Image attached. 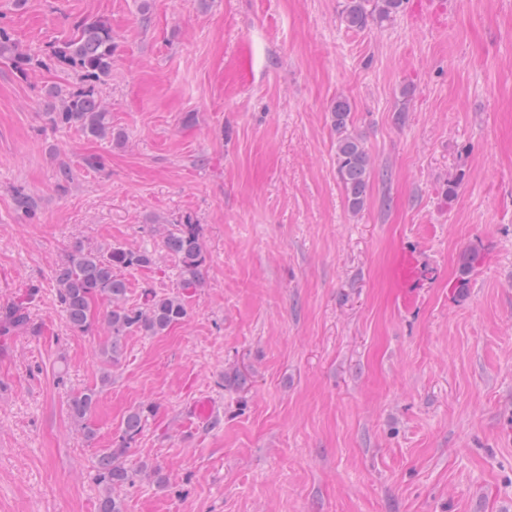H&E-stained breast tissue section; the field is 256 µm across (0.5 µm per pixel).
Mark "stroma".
I'll use <instances>...</instances> for the list:
<instances>
[{
    "label": "stroma",
    "instance_id": "1",
    "mask_svg": "<svg viewBox=\"0 0 512 512\" xmlns=\"http://www.w3.org/2000/svg\"><path fill=\"white\" fill-rule=\"evenodd\" d=\"M342 4L0 0L33 54L110 23L100 97L124 135L51 125L45 88L77 75L0 61V307L28 297L42 328L0 335V512H98L92 462L145 406L124 463L157 473L120 490L125 512H512V0H405L361 31ZM340 97L374 163L356 214ZM185 215L206 257L185 321L130 332L104 364L108 304L73 331L56 268L76 243L146 250L129 302L175 293L163 236ZM473 247L485 262L461 292ZM405 250L424 279L407 310L391 280ZM84 388L99 401L81 425ZM201 396L216 414L189 424ZM96 389H83L75 392L68 403L70 417L82 425L97 403Z\"/></svg>",
    "mask_w": 512,
    "mask_h": 512
}]
</instances>
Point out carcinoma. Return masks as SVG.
<instances>
[{
  "instance_id": "cac0c4a2",
  "label": "carcinoma",
  "mask_w": 512,
  "mask_h": 512,
  "mask_svg": "<svg viewBox=\"0 0 512 512\" xmlns=\"http://www.w3.org/2000/svg\"><path fill=\"white\" fill-rule=\"evenodd\" d=\"M403 0H345L341 21L351 30H363L371 24H381L398 13ZM112 26L104 20L78 21L72 35L51 47V55L79 74L81 84L68 89L50 86L45 89L41 105L54 126H75L92 139L110 138L121 141L122 134L112 129L111 112L102 104L99 87L112 73ZM0 59L8 61L21 76L43 65V60L19 47L0 28ZM351 107L344 98L336 99L332 118L336 128V165L345 193L348 209L356 213L364 207L372 159L362 139L349 131ZM165 249L177 260L179 292L160 296L152 290L142 293L140 302L126 301L127 283L124 272L148 268L153 256L145 250L112 246L106 250H89L76 245L55 272L57 298L70 326L80 332L92 326V305L98 299L109 303L106 323L110 341L102 354L107 364L116 362L123 351V341L133 329L160 335L184 321L188 312L184 293L201 286L206 257L199 225L191 218L173 221L163 241ZM485 259L482 250L471 249L465 256L457 287L466 288L471 273ZM26 330L37 333L27 312V303H16L0 311V335ZM98 392L83 389L75 392L68 403L70 417L84 423L97 403ZM151 414L147 408L130 412L123 420L117 440L94 461V479L103 490L99 512H123L122 500L114 490L135 484L136 478L147 472L143 466L128 469L123 458L131 444L141 434Z\"/></svg>"
}]
</instances>
